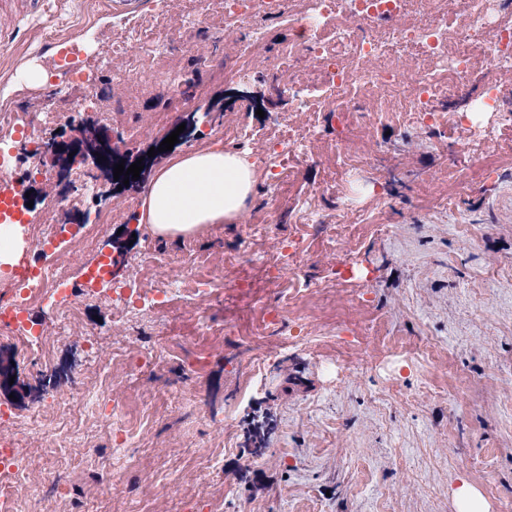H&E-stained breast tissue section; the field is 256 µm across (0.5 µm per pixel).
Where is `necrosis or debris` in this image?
<instances>
[{
	"mask_svg": "<svg viewBox=\"0 0 512 512\" xmlns=\"http://www.w3.org/2000/svg\"><path fill=\"white\" fill-rule=\"evenodd\" d=\"M462 10L452 12L447 0H297L295 14H288L287 0H224V28L237 32L249 25L248 43H260L264 32L252 26L256 14L266 17H287L295 36L287 49L267 63L272 75L295 68L301 60L314 58L325 76L323 89L296 98L298 112L342 110L357 102L371 106L374 123L393 118L391 101L401 82L399 64L407 51H415L426 65L424 75L414 83V111L437 98L448 89L449 82L474 70L479 60L491 58L497 64L512 62V31L496 23L495 0H462ZM364 22L394 20L390 29H375L358 41L350 55L338 52V45L350 39L348 17ZM242 52L226 77L234 82L257 68L259 58ZM67 83L52 84L47 89L50 109L37 119L38 124L55 123L66 113L96 105L98 85L92 76L89 59L78 58L67 64ZM310 135L309 129H284L280 117L270 118L265 141L268 154L277 168L286 169L290 156L299 153ZM97 186L95 174L75 169L67 192L45 198L42 221L29 225L26 241L30 253H43L46 242L59 228L63 214L79 210ZM63 264L60 260L41 262L18 288L0 299V364L10 356L39 353L44 359L40 370L54 384L55 390L78 391L83 405L95 418L114 423L101 404L104 397L101 376L89 372L85 364L64 366L65 351L61 346L70 337L74 322L84 313V302L92 293L91 280L71 288L72 302L58 309L52 328L32 325L27 314L39 306L45 295L56 293L62 284ZM263 275L276 290L273 304L266 306L252 328L253 335L263 336L272 331L286 332L292 327L289 305L294 297L280 265L263 263ZM212 294L210 280L195 279L191 287L146 288L143 281L128 280L113 286L109 313L125 317L141 311L189 300L203 308ZM57 400L38 396L25 406L0 403V512H21L27 498L43 492L55 499L59 512H71L68 491L62 486L49 488L32 481L26 453L18 448L14 427L20 423L37 426L43 437L54 440L58 434L51 423ZM116 444L124 445L132 438L128 425L114 423Z\"/></svg>",
	"mask_w": 512,
	"mask_h": 512,
	"instance_id": "4bbe7bcc",
	"label": "necrosis or debris"
}]
</instances>
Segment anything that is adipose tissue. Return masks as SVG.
Returning a JSON list of instances; mask_svg holds the SVG:
<instances>
[{
    "mask_svg": "<svg viewBox=\"0 0 512 512\" xmlns=\"http://www.w3.org/2000/svg\"><path fill=\"white\" fill-rule=\"evenodd\" d=\"M256 183L247 152L210 145L177 153L152 172L133 220L160 237L180 239L240 219Z\"/></svg>",
    "mask_w": 512,
    "mask_h": 512,
    "instance_id": "adipose-tissue-1",
    "label": "adipose tissue"
}]
</instances>
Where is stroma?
<instances>
[{
	"label": "stroma",
	"mask_w": 512,
	"mask_h": 512,
	"mask_svg": "<svg viewBox=\"0 0 512 512\" xmlns=\"http://www.w3.org/2000/svg\"><path fill=\"white\" fill-rule=\"evenodd\" d=\"M188 13L206 17L207 6L172 0L161 14L139 0L141 39L178 28ZM127 19L104 0H61L10 36L0 97H15L22 120L46 112L44 94L24 74L40 66L33 50L45 38L72 33L101 54L102 67L130 80L119 87L102 80L93 114L72 112L37 130L55 148H76L79 127L91 124L127 156L159 147L182 115L157 79L164 71L213 106L209 128L225 149H236L239 133L262 138L267 115L293 120L292 102L271 93L266 72L226 81L247 29L228 36L213 27L187 54L116 57L112 43L124 37ZM486 93L500 111H474ZM434 104L473 126V143L461 127L424 116L381 126L362 104L328 111L278 189L273 234L250 241L239 224H212L180 241L152 233L122 250L117 279L137 276L154 287L182 279L192 254L211 278L228 254L284 259L287 272L304 273L293 307L303 327L249 336L272 291L261 261H246L237 273L252 289L214 291L208 364L190 378L181 362L199 353L195 311L178 303L113 324L105 319L109 291L101 289L85 313L99 318L96 357L112 364L111 399L127 423L146 407L151 419L120 460L108 432L62 401L58 427L86 450L74 460L20 431L31 476L66 480L74 512H456L453 491L464 482L487 512H512V121L501 115L512 111V73L478 64ZM343 154L365 161L355 185L342 174ZM96 173L97 193L63 218L90 236L56 240L76 281L111 251L141 200L142 180L122 187L111 168ZM304 206L338 218V231L296 224ZM296 237L301 249L283 257ZM173 343L182 359L164 372L139 362L142 348ZM257 359L265 363L259 371L251 368ZM256 434L267 439L259 453Z\"/></svg>",
	"instance_id": "obj_1"
}]
</instances>
